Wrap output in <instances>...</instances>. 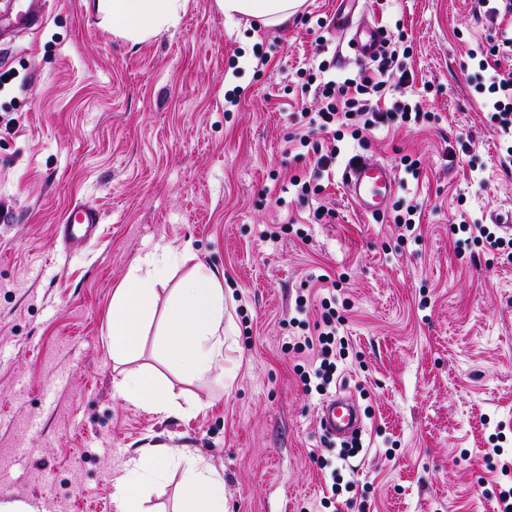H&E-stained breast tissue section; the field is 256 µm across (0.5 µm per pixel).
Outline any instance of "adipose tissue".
<instances>
[{
    "instance_id": "ef3b65f1",
    "label": "adipose tissue",
    "mask_w": 512,
    "mask_h": 512,
    "mask_svg": "<svg viewBox=\"0 0 512 512\" xmlns=\"http://www.w3.org/2000/svg\"><path fill=\"white\" fill-rule=\"evenodd\" d=\"M226 16H249L267 24L288 20L303 0H216ZM181 0H95L97 13L113 30L130 40L147 38L170 24ZM187 252L166 245L141 256L128 274L129 285L112 297V357L125 362L136 355L139 342L155 314L157 287L187 260ZM161 354L168 364L189 378L207 380L224 359V286L216 271L197 272L190 284L173 289L165 303ZM117 390L133 404L158 412L173 403L156 378L147 372L125 375ZM163 451L143 450L126 477L116 485L119 512H142L139 492L150 481L161 479ZM184 463L181 512H224V481L203 462L187 457Z\"/></svg>"
}]
</instances>
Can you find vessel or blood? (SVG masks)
<instances>
[{
  "label": "vessel or blood",
  "mask_w": 512,
  "mask_h": 512,
  "mask_svg": "<svg viewBox=\"0 0 512 512\" xmlns=\"http://www.w3.org/2000/svg\"><path fill=\"white\" fill-rule=\"evenodd\" d=\"M355 29L353 44L362 58H370L381 42V29L367 24ZM342 181L350 201L365 215L383 212L394 188L388 165L360 154L348 160ZM100 222L98 210L86 205L78 206L59 225L58 233L68 244H82L95 237ZM320 426L329 437L344 439L361 432L363 423L354 400L338 393L325 401Z\"/></svg>",
  "instance_id": "1"
}]
</instances>
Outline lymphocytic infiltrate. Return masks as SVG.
<instances>
[{"mask_svg":"<svg viewBox=\"0 0 512 512\" xmlns=\"http://www.w3.org/2000/svg\"><path fill=\"white\" fill-rule=\"evenodd\" d=\"M401 48V43L384 42L371 66L356 79L337 80L330 64L323 61L307 69L306 84L313 87L319 105L316 111L308 113L306 131L290 135L289 140L296 148L313 153L316 168H327L334 159L333 153L319 150L317 136L336 140L346 131L359 141L364 132L392 119L407 124L412 119L425 118L421 104L412 105L388 97L392 83L404 84L413 79L410 72L396 66ZM507 53H512V37L492 45L488 59L482 60L480 66L491 69V87L498 95L492 104L493 119L502 133L512 135V70H495L490 63L491 58ZM342 322L335 307L322 304L315 335L305 338L296 347L297 352L309 356L307 364L298 365L297 375L304 386L314 387L320 394L326 393L334 382L336 362L346 354L345 340L339 334Z\"/></svg>","mask_w":512,"mask_h":512,"instance_id":"obj_1","label":"lymphocytic infiltrate"}]
</instances>
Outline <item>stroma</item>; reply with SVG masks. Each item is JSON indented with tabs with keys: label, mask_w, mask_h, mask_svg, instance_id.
Instances as JSON below:
<instances>
[{
	"label": "stroma",
	"mask_w": 512,
	"mask_h": 512,
	"mask_svg": "<svg viewBox=\"0 0 512 512\" xmlns=\"http://www.w3.org/2000/svg\"><path fill=\"white\" fill-rule=\"evenodd\" d=\"M20 2L0 0V502L118 512L115 484L138 450L168 448L217 469L226 512H347L350 497L365 512H499L512 487L500 472L512 469V260L462 227L512 225V140L484 106L477 62L512 19L477 0L354 5V24L404 34L414 82L393 95L433 117L343 137L302 199L290 180L312 176L313 158L288 138L318 102L299 73L319 54L340 78L366 65L351 30L318 26L337 0H305L278 26L183 0L137 42L92 0H47L30 31L15 23ZM356 154L385 162L396 185L375 217L344 194ZM415 202L419 234L400 235L393 218ZM78 205L102 223L68 249L57 226ZM320 206L332 217L316 220ZM159 244L192 257L157 307L194 269L224 275L223 383L169 367L156 321L135 357L112 360V293ZM331 286L353 353L330 391L352 396L364 423L360 451L332 471L314 462L335 445L324 398L294 370ZM125 371L153 374L182 412L125 400ZM181 477L172 467L148 485L145 512H176Z\"/></svg>",
	"instance_id": "obj_1"
}]
</instances>
